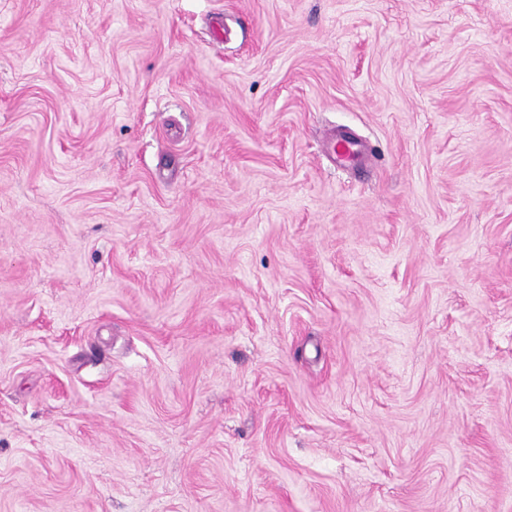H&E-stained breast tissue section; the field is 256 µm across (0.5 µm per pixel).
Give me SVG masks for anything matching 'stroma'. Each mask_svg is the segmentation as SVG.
Returning <instances> with one entry per match:
<instances>
[{"label": "stroma", "instance_id": "35a3bbf8", "mask_svg": "<svg viewBox=\"0 0 512 512\" xmlns=\"http://www.w3.org/2000/svg\"><path fill=\"white\" fill-rule=\"evenodd\" d=\"M0 512H512V0H0ZM337 141V143L333 144V153L336 157V161L340 164L351 163L363 153L367 152V148L364 144L351 141L343 135H341Z\"/></svg>", "mask_w": 512, "mask_h": 512}]
</instances>
